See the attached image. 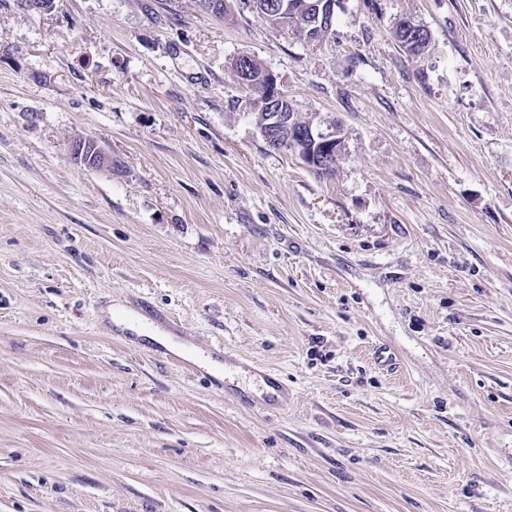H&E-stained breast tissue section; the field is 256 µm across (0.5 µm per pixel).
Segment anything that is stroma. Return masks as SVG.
I'll return each mask as SVG.
<instances>
[{
    "label": "stroma",
    "mask_w": 512,
    "mask_h": 512,
    "mask_svg": "<svg viewBox=\"0 0 512 512\" xmlns=\"http://www.w3.org/2000/svg\"><path fill=\"white\" fill-rule=\"evenodd\" d=\"M0 512H512V0H337L314 46L252 0H0ZM249 68L251 79L256 80L266 73V70L250 56ZM266 80H261L262 85L259 86L261 97H266L269 101L281 103L284 101L286 94L279 87L274 75L270 72L266 73ZM272 119H274V122L284 124L289 132V137L282 145L279 141L273 140L268 135V130L263 128L261 134L269 148L280 151L285 146H289L309 169H317L327 176H330L336 170L341 156V138L339 137L340 131L337 128L332 133L333 135L336 134V139H329L321 128V123L315 124L313 121H309L306 126L301 127L300 132H296L294 129L296 122L291 114L288 115V112H277ZM335 144L336 146H334ZM70 160L80 166L90 169L111 167L112 160L94 140L75 138L69 147Z\"/></svg>",
    "instance_id": "obj_1"
}]
</instances>
